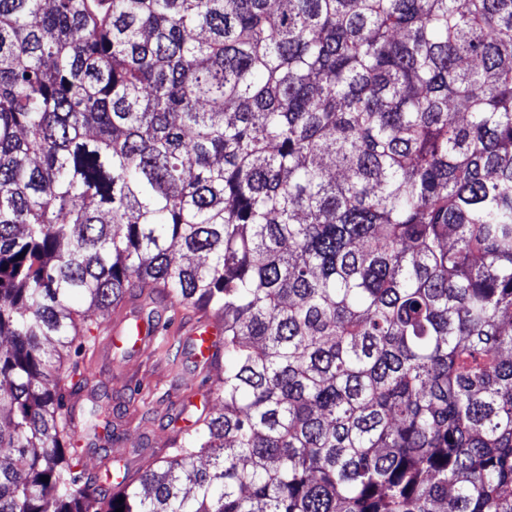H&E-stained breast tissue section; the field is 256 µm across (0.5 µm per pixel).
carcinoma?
<instances>
[{
    "mask_svg": "<svg viewBox=\"0 0 512 512\" xmlns=\"http://www.w3.org/2000/svg\"><path fill=\"white\" fill-rule=\"evenodd\" d=\"M158 294L216 404L106 488ZM3 336L0 512H512V0H0Z\"/></svg>",
    "mask_w": 512,
    "mask_h": 512,
    "instance_id": "1",
    "label": "carcinoma"
}]
</instances>
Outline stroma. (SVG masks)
Masks as SVG:
<instances>
[{
  "instance_id": "35a3bbf8",
  "label": "stroma",
  "mask_w": 512,
  "mask_h": 512,
  "mask_svg": "<svg viewBox=\"0 0 512 512\" xmlns=\"http://www.w3.org/2000/svg\"><path fill=\"white\" fill-rule=\"evenodd\" d=\"M167 330L144 349L125 354L111 346L99 313L89 310L96 341L85 361L108 394L112 437L82 441L88 464L113 467L115 461L137 460L167 454L174 429L185 426L200 413L208 398L204 377H217L221 367L204 368L192 355L190 327L203 312L197 308H171Z\"/></svg>"
}]
</instances>
